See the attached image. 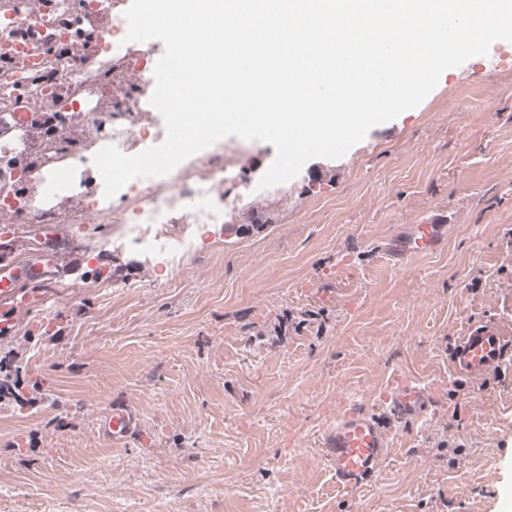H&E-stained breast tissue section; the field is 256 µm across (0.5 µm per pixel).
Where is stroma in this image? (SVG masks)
Segmentation results:
<instances>
[{
    "instance_id": "stroma-1",
    "label": "stroma",
    "mask_w": 512,
    "mask_h": 512,
    "mask_svg": "<svg viewBox=\"0 0 512 512\" xmlns=\"http://www.w3.org/2000/svg\"><path fill=\"white\" fill-rule=\"evenodd\" d=\"M224 144L240 222L195 229L176 263L113 247L111 224L0 215L53 284L0 338V512H512V365H448L471 322L512 330V42L283 193L257 187L271 144ZM433 212L444 251L392 267L390 237ZM325 283L336 301L312 297ZM399 379L435 407L372 486L337 489L320 431ZM116 405L139 426L118 442Z\"/></svg>"
}]
</instances>
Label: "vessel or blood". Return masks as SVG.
<instances>
[{
    "label": "vessel or blood",
    "instance_id": "vessel-or-blood-1",
    "mask_svg": "<svg viewBox=\"0 0 512 512\" xmlns=\"http://www.w3.org/2000/svg\"><path fill=\"white\" fill-rule=\"evenodd\" d=\"M447 241L448 227L442 216L435 215L421 224L403 225L392 235L386 252L394 264L400 265L420 254L441 252ZM42 280L40 268L20 265L13 244L0 246V331L10 332L13 309L33 306L40 299L39 293L22 289V282ZM510 358L512 332L494 322H479L468 325L458 337L449 365L453 375L477 380ZM384 401L385 407L378 413L346 408L318 437L320 455L341 489L367 487L389 454L393 428L424 421L433 405L427 387L415 382L391 387ZM136 427L135 416L122 407L112 408L103 423L104 432L116 440Z\"/></svg>",
    "mask_w": 512,
    "mask_h": 512
}]
</instances>
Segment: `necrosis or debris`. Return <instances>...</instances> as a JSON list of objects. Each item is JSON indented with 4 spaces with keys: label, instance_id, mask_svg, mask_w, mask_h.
Instances as JSON below:
<instances>
[{
    "label": "necrosis or debris",
    "instance_id": "4bbe7bcc",
    "mask_svg": "<svg viewBox=\"0 0 512 512\" xmlns=\"http://www.w3.org/2000/svg\"><path fill=\"white\" fill-rule=\"evenodd\" d=\"M40 12L18 8L17 0H0V156L12 159L0 172V214L25 224H82L87 214L97 223L120 225L118 241L141 248H159L164 260L174 262L192 248L190 233H174L175 224H232L233 203L224 199V174L231 165L223 149L192 156L170 173L138 178L115 196L105 198L102 181L88 182L93 157L104 146L115 145L133 154L148 136L146 119L155 82L148 72L151 46L125 41L126 0H107L114 24L101 35L104 48L95 56L71 49L59 56L55 47L70 35L74 19L98 8L96 0H40ZM138 72L127 95L103 107L112 91L105 74ZM20 86L24 111L56 112L83 118L90 131L81 141H63L49 134L40 145L43 162L37 176H25V134L16 126L13 107L7 106L6 88ZM76 194L87 200L86 209L63 215L56 199ZM194 199L192 209L180 206Z\"/></svg>",
    "mask_w": 512,
    "mask_h": 512
}]
</instances>
